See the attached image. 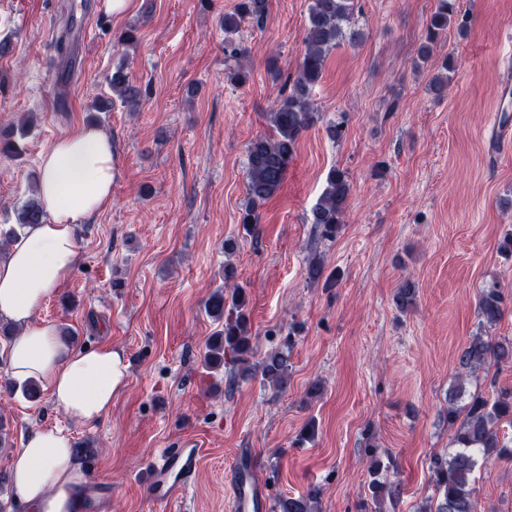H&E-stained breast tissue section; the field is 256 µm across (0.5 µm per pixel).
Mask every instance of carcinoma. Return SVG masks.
I'll list each match as a JSON object with an SVG mask.
<instances>
[{
    "label": "carcinoma",
    "mask_w": 512,
    "mask_h": 512,
    "mask_svg": "<svg viewBox=\"0 0 512 512\" xmlns=\"http://www.w3.org/2000/svg\"><path fill=\"white\" fill-rule=\"evenodd\" d=\"M354 8L355 0H311L304 52L294 76L284 77L280 69H270L273 78H285L284 95L269 112L272 134L256 138L247 149V202L240 224L248 234L255 233L259 221L257 209L278 192L285 180L302 134L319 120L318 111L311 103V92L322 77L327 54L344 40L354 41L360 37L357 32L346 34ZM267 11L268 0H238L233 12L224 14V67L228 70L229 81L234 84H243L248 79V72L241 64L246 50L235 44L234 36L239 33L241 23L251 21L259 24ZM454 13L455 0H436L425 39L418 49L421 60L429 58L434 45L448 32ZM451 67L452 62L448 58L442 64V71L430 81L429 92L434 97L444 96L448 88L447 72ZM109 86L112 96L101 99L98 109L109 110L117 100L124 105L139 104L140 93L129 84L123 66L112 72ZM349 196V177L340 169H331L326 177V187L309 216L319 238L327 241L336 239ZM42 216L39 204L27 202L22 208L20 223L0 233L3 236L0 245L10 246L28 225L40 223ZM305 271L309 281L318 282L323 279L326 267L315 255L307 261ZM234 279L233 267L224 266V285L217 287L204 302L206 315L222 326L207 346L204 361L209 366H218L228 355L237 371L246 374L251 371L250 359L255 355V345L249 327L245 288ZM415 299L416 291L410 285L398 288L393 297L397 310L401 312L410 309ZM506 299L507 295L498 286L481 290L477 306L481 327L492 328L500 322ZM508 365H512V340L509 338L492 344L480 334L473 336L457 357L462 377L486 378L491 370L498 371ZM290 367V351L275 350L265 354L258 370L263 381L282 389L288 382ZM444 418L451 431V448L448 454L431 458L429 473L434 496L424 501L419 512H477L474 473L507 451L499 426H512V388H501L494 397L488 398L478 390L468 391L459 382L448 390ZM369 473L368 491L373 501L379 502L386 496L392 498L398 492V486L387 481L378 458L370 461ZM318 495V491L309 490L298 497L281 498L275 503V508L279 512H318Z\"/></svg>",
    "instance_id": "carcinoma-1"
}]
</instances>
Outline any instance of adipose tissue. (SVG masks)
<instances>
[{
    "mask_svg": "<svg viewBox=\"0 0 512 512\" xmlns=\"http://www.w3.org/2000/svg\"><path fill=\"white\" fill-rule=\"evenodd\" d=\"M39 168L37 195L46 217L25 229L0 260V320L19 329L8 348V370L17 382H44L67 416L93 423L111 412L127 382L123 350L108 343L75 348L56 323L35 314L79 264V226L112 206V139L96 126L79 125L41 154ZM10 469L29 512H81L88 476L62 429L30 432Z\"/></svg>",
    "mask_w": 512,
    "mask_h": 512,
    "instance_id": "1",
    "label": "adipose tissue"
}]
</instances>
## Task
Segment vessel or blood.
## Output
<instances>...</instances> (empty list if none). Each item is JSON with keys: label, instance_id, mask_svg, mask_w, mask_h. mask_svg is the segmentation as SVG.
<instances>
[{"label": "vessel or blood", "instance_id": "1", "mask_svg": "<svg viewBox=\"0 0 512 512\" xmlns=\"http://www.w3.org/2000/svg\"><path fill=\"white\" fill-rule=\"evenodd\" d=\"M201 462V450L191 441L181 447L163 451L159 460L147 473L150 497L165 503L178 497L195 477ZM234 512H265L267 491L249 464L248 456H241L232 484Z\"/></svg>", "mask_w": 512, "mask_h": 512}]
</instances>
